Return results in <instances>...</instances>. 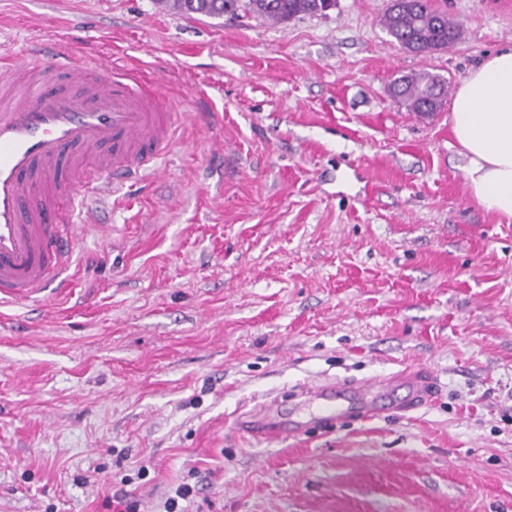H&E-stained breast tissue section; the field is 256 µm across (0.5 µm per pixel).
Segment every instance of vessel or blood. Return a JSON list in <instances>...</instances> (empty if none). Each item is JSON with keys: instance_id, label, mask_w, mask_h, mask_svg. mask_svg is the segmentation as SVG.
<instances>
[{"instance_id": "obj_1", "label": "vessel or blood", "mask_w": 512, "mask_h": 512, "mask_svg": "<svg viewBox=\"0 0 512 512\" xmlns=\"http://www.w3.org/2000/svg\"><path fill=\"white\" fill-rule=\"evenodd\" d=\"M175 123L157 90L129 70L99 59L78 61L74 51L45 42L0 69V304L34 300L65 290L67 261L77 245L73 204L58 190L63 169L83 173L89 195L139 185L173 139ZM403 386L406 413L428 402L435 380L405 371L370 382L330 380L301 388L318 403L316 424L368 420L375 389ZM237 429L259 438L285 427L249 414Z\"/></svg>"}]
</instances>
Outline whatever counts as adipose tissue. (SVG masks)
I'll return each instance as SVG.
<instances>
[{"label": "adipose tissue", "instance_id": "obj_1", "mask_svg": "<svg viewBox=\"0 0 512 512\" xmlns=\"http://www.w3.org/2000/svg\"><path fill=\"white\" fill-rule=\"evenodd\" d=\"M449 121L466 160L471 197L486 211L512 218V49L489 55L468 71Z\"/></svg>", "mask_w": 512, "mask_h": 512}]
</instances>
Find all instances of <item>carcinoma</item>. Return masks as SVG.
<instances>
[{"label": "carcinoma", "instance_id": "cac0c4a2", "mask_svg": "<svg viewBox=\"0 0 512 512\" xmlns=\"http://www.w3.org/2000/svg\"><path fill=\"white\" fill-rule=\"evenodd\" d=\"M189 13L220 17L240 11L283 22L302 14H323L336 0H174ZM383 26L397 43L413 53L444 50L461 39V26L432 0H390ZM392 95L411 112L437 111L448 95L447 81L430 72L402 74L392 82Z\"/></svg>", "mask_w": 512, "mask_h": 512}]
</instances>
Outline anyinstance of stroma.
<instances>
[{"mask_svg":"<svg viewBox=\"0 0 512 512\" xmlns=\"http://www.w3.org/2000/svg\"><path fill=\"white\" fill-rule=\"evenodd\" d=\"M389 0L283 23L158 0H0L37 40L158 74L179 122L146 193L91 201L66 292L0 307V512H512V218L471 198L450 103L512 47V0H433L464 31L418 55ZM223 143V153L213 150ZM434 376L403 416L274 442L234 417L328 378ZM392 95L410 112L426 116L436 112L447 97L448 85L430 72L402 74L392 82Z\"/></svg>","mask_w":512,"mask_h":512,"instance_id":"35a3bbf8","label":"stroma"}]
</instances>
